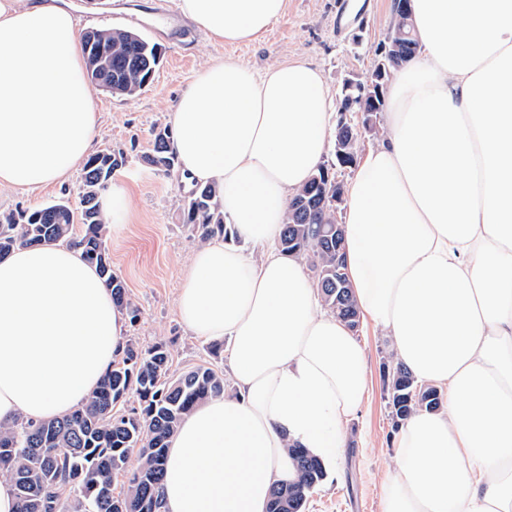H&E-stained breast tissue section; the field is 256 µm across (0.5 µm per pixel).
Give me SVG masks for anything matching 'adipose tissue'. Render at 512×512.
I'll list each match as a JSON object with an SVG mask.
<instances>
[{"label":"adipose tissue","mask_w":512,"mask_h":512,"mask_svg":"<svg viewBox=\"0 0 512 512\" xmlns=\"http://www.w3.org/2000/svg\"><path fill=\"white\" fill-rule=\"evenodd\" d=\"M221 44L257 41L285 0H177ZM420 42L388 93L390 123L344 203L360 315L445 405L394 439L383 512H512V0H411ZM332 104L302 62L201 69L177 99L183 172L218 186L231 240L197 248L179 288L184 326L223 339L234 394L170 441L161 512H267L295 479L289 450L344 456L369 364L323 313L301 258L277 249L288 201L328 148ZM76 17L55 0H0V189L64 183L94 148ZM126 345L97 271L62 245L0 257V424L69 412Z\"/></svg>","instance_id":"1"}]
</instances>
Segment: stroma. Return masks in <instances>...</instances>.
I'll list each match as a JSON object with an SVG mask.
<instances>
[{
	"label": "stroma",
	"instance_id": "1",
	"mask_svg": "<svg viewBox=\"0 0 512 512\" xmlns=\"http://www.w3.org/2000/svg\"><path fill=\"white\" fill-rule=\"evenodd\" d=\"M76 9L81 30L124 28L162 49L160 64L134 99L94 89L102 115L95 151L123 153L125 163L112 188L128 193L133 211L128 223L109 227L107 248L112 271L125 284L137 317L127 323L129 340L146 348L166 343L170 372L198 366L228 375L225 340L194 336L181 322L178 290L198 233L183 222L181 204L194 185L180 171L164 172L143 160L154 135L172 126L179 94L195 74L224 59L262 72L277 62H304L319 69L332 99L346 79L366 80L386 42L393 0H287L283 16L263 37L249 44H217L177 12L174 0H67ZM80 174L61 186L36 194L0 190V214L65 202L78 208ZM354 335L370 365L368 398L349 426L348 446L337 475L326 476L308 497L306 512H382L386 488L394 476L390 461L397 432L384 374L395 358L391 337L360 323Z\"/></svg>",
	"mask_w": 512,
	"mask_h": 512
}]
</instances>
